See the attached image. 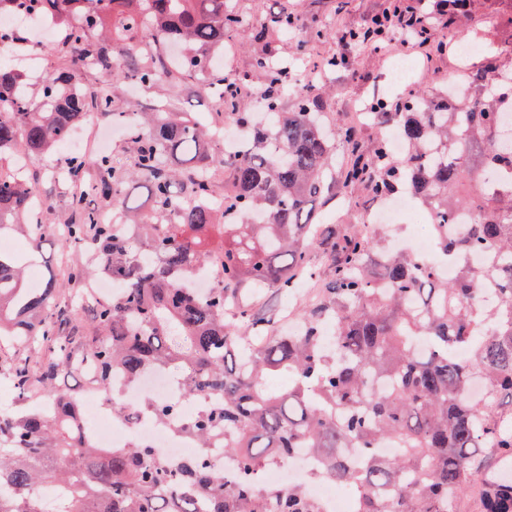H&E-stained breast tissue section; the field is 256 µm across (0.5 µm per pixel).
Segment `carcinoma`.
<instances>
[{
	"instance_id": "obj_1",
	"label": "carcinoma",
	"mask_w": 512,
	"mask_h": 512,
	"mask_svg": "<svg viewBox=\"0 0 512 512\" xmlns=\"http://www.w3.org/2000/svg\"><path fill=\"white\" fill-rule=\"evenodd\" d=\"M228 2L0 0V16L35 10L72 38L36 104L25 77L0 65V157L19 128L31 157L48 154L92 109L129 127L130 140L124 158L73 156L56 171L74 184L93 169L88 192L124 213L122 224H101L86 195L71 194L59 243L90 248L92 266L69 268L71 288L92 299L86 318L58 299L53 281L29 288L25 260L0 248V348L19 351L0 357L17 397L0 409V512H46L47 484L57 487L55 512H198V498L206 512H320L302 490L261 480L298 448L319 459L316 477L354 488L356 512H452L485 451L512 460V424L488 419L497 403L512 404V175L491 182L495 170H512V74L486 93L472 73L459 102L410 90L398 111L371 115L395 128L404 157L394 159L382 139L370 158L338 170L318 90H291L280 61L256 57L267 124L241 111L249 80L226 86L211 67L239 22ZM295 28V15L281 12L257 37ZM114 68L142 86L193 75L213 85L224 107L217 117L244 131V146L210 152V125L165 103L129 124L115 85L102 82L96 97L80 89L85 70ZM217 166L227 174L219 209L211 206ZM339 179L386 199L413 188L434 212V245L456 276L444 280L425 258L386 248L383 232L368 226L331 245L332 279L304 308L303 329L281 334L226 291L289 292L314 279L310 249L331 230L311 211ZM133 181L146 185V211L126 193ZM33 194L25 172L0 171V235L22 228L37 244L52 236L49 222L28 223ZM219 218L220 283L204 292L195 286L210 262L201 235ZM101 276L112 281L109 301L81 287ZM33 347L41 358L22 355ZM85 362L119 416L127 413L121 388L156 371H179L188 399L213 396L216 404L189 420L170 404L142 410L200 448L222 440L235 459L233 482L205 453L179 464L142 443L98 447L76 416L77 393L62 385ZM279 374L288 385L269 388L267 377ZM480 496L482 512H512V483L484 484Z\"/></svg>"
}]
</instances>
